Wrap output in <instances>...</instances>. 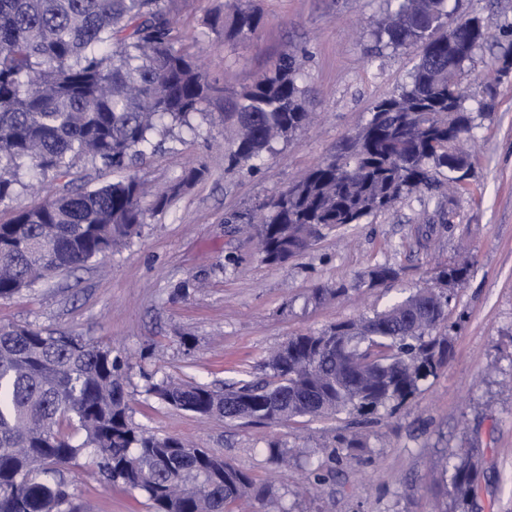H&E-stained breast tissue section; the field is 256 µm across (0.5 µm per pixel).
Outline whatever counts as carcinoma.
<instances>
[{
    "instance_id": "cac0c4a2",
    "label": "carcinoma",
    "mask_w": 512,
    "mask_h": 512,
    "mask_svg": "<svg viewBox=\"0 0 512 512\" xmlns=\"http://www.w3.org/2000/svg\"><path fill=\"white\" fill-rule=\"evenodd\" d=\"M448 0H397L374 30L386 47L419 45L411 80L374 101L362 134L249 216L264 261L283 264L344 224H359L424 188L467 189L472 155L461 143L485 118L466 105L465 67L448 38ZM224 43L254 40L263 26L253 0H233L207 19ZM489 33L472 17L454 39L475 54ZM167 0H0V204L23 186L21 170L52 174L58 186L42 202L0 224V297L104 259L137 234L152 212L204 175L143 203L135 176L95 188L75 185L76 160L89 157L122 170L144 154L161 125L192 127L224 94V122L235 137L228 165L254 166L274 142L310 122L302 60L279 57L252 85L218 89L195 55L177 46ZM52 244L43 252L42 241ZM469 263L436 266L430 283L371 317L300 334L273 351L261 382L222 391L163 380L149 392L200 418L286 424L346 409L368 415L396 408L418 382L446 362L450 288L469 277ZM369 286L398 277L378 265ZM126 364L102 344L65 331L0 325V512H72L69 485L57 467L90 454L103 479L144 493L152 512H232L248 495L267 512L281 500L207 448L135 426L128 415ZM286 465L290 449L268 445ZM478 471L467 458L453 465L451 486L464 499Z\"/></svg>"
}]
</instances>
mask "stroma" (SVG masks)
Returning <instances> with one entry per match:
<instances>
[{
  "mask_svg": "<svg viewBox=\"0 0 512 512\" xmlns=\"http://www.w3.org/2000/svg\"><path fill=\"white\" fill-rule=\"evenodd\" d=\"M223 0H170L181 46L218 86H250L279 56L304 54L302 86L313 124L275 144L255 169L228 168L232 131L218 112L194 130L155 133L131 168L151 192L179 183L189 167L200 180L152 215L104 262L0 298V324L31 325L111 347L129 364L132 422L221 454L258 488L272 489L290 512H512V79L488 95L470 85V105L487 104L475 128L474 170L457 195L454 224L424 223L433 211L417 193L394 210L327 232L301 256L263 261L240 223L335 153L367 122L372 103L397 94L418 61L416 48L376 50L372 34L392 0H255L263 26L254 41L224 44L206 25ZM455 20L481 17L490 34L471 71L490 70L512 48V0H449ZM466 260L471 274L448 308L452 354L397 410L343 411L285 425L201 419L150 394L171 377L214 388L267 377V354L291 336L384 310L430 280L437 263ZM386 264L398 279L368 286L363 275ZM345 284L314 301L322 284ZM359 447L332 461L329 447ZM295 451L273 464L269 443ZM472 450L478 481L470 499L453 494L442 462ZM77 512H148L137 492L107 484L83 456L60 470Z\"/></svg>",
  "mask_w": 512,
  "mask_h": 512,
  "instance_id": "1",
  "label": "stroma"
}]
</instances>
